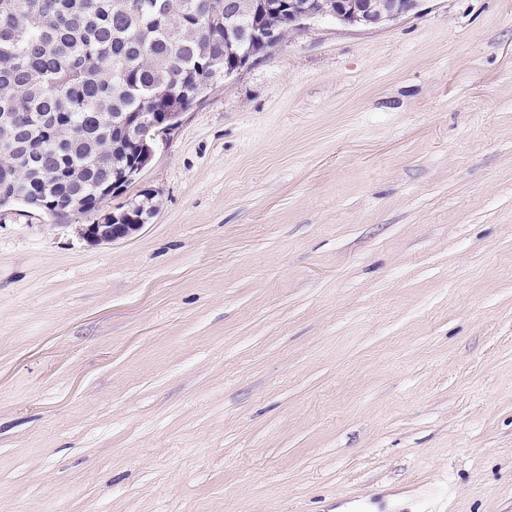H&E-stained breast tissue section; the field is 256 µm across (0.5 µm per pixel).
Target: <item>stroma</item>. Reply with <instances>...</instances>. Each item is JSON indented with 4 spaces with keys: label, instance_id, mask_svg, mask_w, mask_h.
<instances>
[{
    "label": "stroma",
    "instance_id": "1",
    "mask_svg": "<svg viewBox=\"0 0 512 512\" xmlns=\"http://www.w3.org/2000/svg\"><path fill=\"white\" fill-rule=\"evenodd\" d=\"M146 192L0 208V512H512V0L289 31ZM148 215L139 217L137 221H130L126 211L116 215H106L101 222L91 225L89 229H86L84 233L88 238L94 241H107L115 242L126 238L131 231L140 228L147 220L153 215L147 212Z\"/></svg>",
    "mask_w": 512,
    "mask_h": 512
}]
</instances>
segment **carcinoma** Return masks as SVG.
<instances>
[{"instance_id": "obj_1", "label": "carcinoma", "mask_w": 512, "mask_h": 512, "mask_svg": "<svg viewBox=\"0 0 512 512\" xmlns=\"http://www.w3.org/2000/svg\"><path fill=\"white\" fill-rule=\"evenodd\" d=\"M238 0H0V204L91 218L103 184L151 154L112 117L185 112L221 83ZM284 33L282 11L238 18Z\"/></svg>"}]
</instances>
